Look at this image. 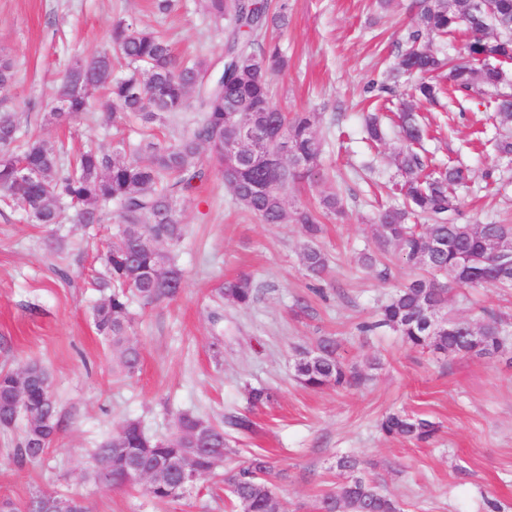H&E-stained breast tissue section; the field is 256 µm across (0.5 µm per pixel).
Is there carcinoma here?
<instances>
[{
  "mask_svg": "<svg viewBox=\"0 0 512 512\" xmlns=\"http://www.w3.org/2000/svg\"><path fill=\"white\" fill-rule=\"evenodd\" d=\"M474 0H414V15L407 37L397 43L395 64L388 79L407 75L423 77L448 70L447 82L423 80L415 86L420 100L434 102L442 95L492 93L496 119L512 127V0H487L484 13L474 10ZM201 8L214 23H224L226 60L212 64L202 59L180 62L169 39L153 28L118 19L112 24L111 45L123 61L116 73L112 54L103 51L77 58L57 85L51 107L55 122L68 120L92 108L91 91L106 90L105 122L117 123L133 114L153 124L176 112L195 113L191 131L169 146L153 141L139 144L127 154L89 149L69 166L62 140H49L30 132L18 142L19 118L6 103L15 83L10 59L0 62V201L25 212L34 224L60 223L65 212L75 224H106L117 216L116 242L104 257L106 276L97 282L103 298L93 306L96 330L115 352L116 365L133 375L141 361L137 344L130 340V301L145 304L172 300L183 288L182 271L167 249L177 246L186 225L179 219L178 202L197 184L218 171L234 202L263 224H297L305 241L302 262L308 274L319 278L328 259L317 244L322 220L344 212L336 192L317 193L316 203L288 209L285 193L297 179L327 183L330 178L318 165L323 142L315 131L317 114L297 112L288 116L272 103L268 75L288 65L279 43L267 37L271 29L288 24L286 5L271 9L269 0H201ZM465 28V62L441 55L434 37ZM494 35H489V32ZM245 126H268L282 131L288 155L279 174L247 168L238 172L224 166V143L239 137ZM397 127L404 143L396 167L400 180L388 187L402 204L379 205L374 216L375 250L359 254L368 268L395 256L418 273L396 288L377 311L376 320L360 326L363 333L387 327L415 349L446 357H492L506 352L512 325L495 314L473 324L448 316L453 290L490 285L512 289V276L499 278L497 267L512 263V224H461L457 190L470 180L469 168L460 163L432 162L423 141L421 117L406 106L397 113ZM36 176L19 186L16 171ZM254 301L252 279L240 275L217 289L216 307L229 303L248 308ZM333 336H323L315 349L298 353L295 377L306 389L351 388L367 375L348 365ZM52 384L47 370L29 363L25 378L20 371L0 369V428L18 429L15 455L30 464L44 460L64 419L57 400L45 397ZM238 433L253 429L247 414L239 413L214 423L191 411L175 417V433L153 439L141 422L128 419L98 443L93 456L112 477L125 484V474L137 465L151 472L146 493L159 502L177 501L198 479L212 475L229 452L224 427ZM379 430L389 438L414 444L433 440L438 425L404 411L387 413ZM336 466L348 479L318 499V512H402L395 499L376 481L360 476L361 460L340 456ZM273 462L262 453L245 465L224 472L227 496L237 512H285V505L268 481ZM49 509L60 499L72 502L74 512H88L84 502L61 493L32 492L13 512H27L33 500Z\"/></svg>",
  "mask_w": 512,
  "mask_h": 512,
  "instance_id": "carcinoma-1",
  "label": "carcinoma"
}]
</instances>
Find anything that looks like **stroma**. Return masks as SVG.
I'll use <instances>...</instances> for the list:
<instances>
[{
  "mask_svg": "<svg viewBox=\"0 0 512 512\" xmlns=\"http://www.w3.org/2000/svg\"><path fill=\"white\" fill-rule=\"evenodd\" d=\"M283 1L288 26L279 40L289 66L272 79L274 102L285 113H319L320 167L335 171L332 185L345 203L344 215L325 219L318 240L329 257L327 273L317 284L308 276L298 225L246 215L220 173H212L180 204L187 232L172 256L184 277L181 293L131 305L142 360L133 376L122 377L113 373L112 346L91 318L101 297L93 281L104 271L115 224L48 229L1 207L0 364L42 365L66 422L39 465H19L15 433L0 430V497L20 502L42 489L80 495L90 512H227L224 487L211 477L174 502L94 479L93 448L124 420H139L148 434L164 438L174 431L176 412L192 411L216 422L250 414L252 433L228 431L232 452L224 466L255 453L273 456L274 488L288 512H315L321 491L345 482L336 467L343 454L359 456L365 475L403 512H492L496 505L512 512V361L444 358L406 346L386 328L368 336L358 331L411 276L395 261L384 280L358 261L374 241L377 186L397 175L396 112L406 104L420 113L434 162L470 169L472 179L459 191V222L512 224V161L494 151L501 131L494 111L482 98L416 101L407 80L394 95L379 96L413 0H391L385 9L377 0L271 3ZM121 17L162 32L184 58H215L224 50L223 27L203 15L197 0H180L166 15L153 11L151 0H0V55L17 71L9 104L22 129L67 137L76 151H109L121 141L169 145L190 131V112L148 129L131 123L118 130L87 114L63 126L45 120V105L73 56L104 51ZM368 112L379 114L386 132L375 146L363 132ZM367 164L372 172H364ZM241 274L257 290L251 307L214 311V290ZM482 308L512 320V293L456 291L453 316L472 321ZM323 336L336 337L346 363L361 368L376 357L380 367L357 388L304 389L294 376L295 354ZM254 387L268 388L270 401L250 407ZM391 410L437 422L434 441L416 446L382 436L378 421Z\"/></svg>",
  "mask_w": 512,
  "mask_h": 512,
  "instance_id": "1",
  "label": "stroma"
}]
</instances>
